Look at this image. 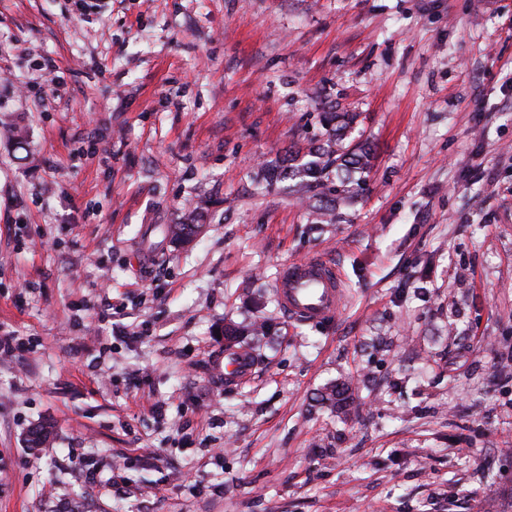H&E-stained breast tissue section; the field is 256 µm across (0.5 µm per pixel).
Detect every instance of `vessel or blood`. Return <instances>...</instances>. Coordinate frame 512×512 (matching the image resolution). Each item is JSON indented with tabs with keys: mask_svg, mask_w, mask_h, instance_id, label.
<instances>
[{
	"mask_svg": "<svg viewBox=\"0 0 512 512\" xmlns=\"http://www.w3.org/2000/svg\"><path fill=\"white\" fill-rule=\"evenodd\" d=\"M277 297L283 313L294 321L321 322L343 308L345 293L334 265L321 258L290 261L283 265L277 282ZM253 368L249 354L241 350L224 353V380L247 378Z\"/></svg>",
	"mask_w": 512,
	"mask_h": 512,
	"instance_id": "obj_1",
	"label": "vessel or blood"
}]
</instances>
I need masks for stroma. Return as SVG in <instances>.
I'll return each instance as SVG.
<instances>
[{
  "label": "stroma",
  "instance_id": "1",
  "mask_svg": "<svg viewBox=\"0 0 512 512\" xmlns=\"http://www.w3.org/2000/svg\"><path fill=\"white\" fill-rule=\"evenodd\" d=\"M334 111L372 167L317 224ZM1 327L0 512H512V0H0ZM276 290L283 313L293 321L330 320L345 302L336 267L322 258L285 263ZM253 368L252 357L241 350L224 351V381L233 383L247 378Z\"/></svg>",
  "mask_w": 512,
  "mask_h": 512
}]
</instances>
